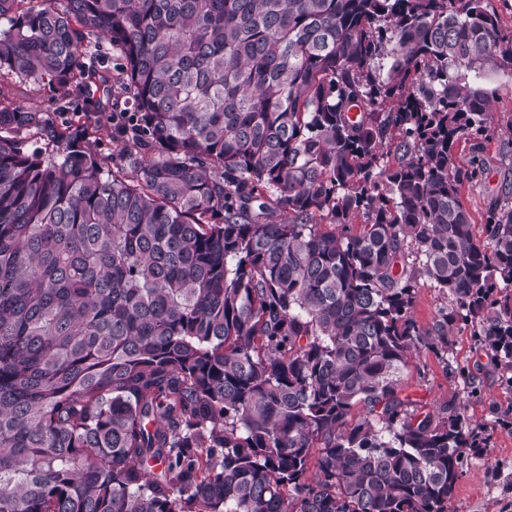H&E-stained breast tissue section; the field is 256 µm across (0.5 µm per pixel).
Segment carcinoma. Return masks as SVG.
Here are the masks:
<instances>
[{
  "mask_svg": "<svg viewBox=\"0 0 512 512\" xmlns=\"http://www.w3.org/2000/svg\"><path fill=\"white\" fill-rule=\"evenodd\" d=\"M495 69L489 0H0V512H453L488 437L400 380L466 328L512 371ZM30 84L127 99L125 165ZM486 87L493 91V112L483 146L485 172L476 182L465 183L461 190V200L470 212L474 234L481 239L486 210L499 197L501 184L506 180L512 182V144L505 135L512 127V72L493 73ZM74 95L70 97L63 98L62 96H55L52 92L46 91H40L38 88H35L33 90V86L27 87L25 89H21L17 92L16 99L18 102H20L22 105L29 107V106H37L42 110L53 112L59 106L64 105L66 102L71 100V104L69 105L71 108L69 112H60V113H53L55 116L58 117L59 120H70V119H76L77 116L82 115L81 112L74 113L72 112V107H74L75 103L73 100ZM95 155L104 162V166L112 170L123 165L124 161L119 154L120 145L113 140L111 134L99 135L94 144ZM446 304L447 300L442 294L436 288L430 287L429 282H424L417 291L413 317L419 325L425 326L431 322L438 309Z\"/></svg>",
  "mask_w": 512,
  "mask_h": 512,
  "instance_id": "1",
  "label": "carcinoma"
}]
</instances>
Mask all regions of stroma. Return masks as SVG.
<instances>
[{
	"mask_svg": "<svg viewBox=\"0 0 512 512\" xmlns=\"http://www.w3.org/2000/svg\"><path fill=\"white\" fill-rule=\"evenodd\" d=\"M487 87L493 93V112L483 146L485 172L461 190L479 238L484 235L485 213L498 198L501 184L512 182V138L507 135L512 129V72L493 73ZM450 341L448 356L427 349L414 353L401 376V391L427 411L465 404L468 421L487 428L490 434L486 448L463 453L453 512H512V386L469 331L456 333ZM463 366L476 377L477 394H470L467 383L457 375V368Z\"/></svg>",
	"mask_w": 512,
	"mask_h": 512,
	"instance_id": "35a3bbf8",
	"label": "stroma"
}]
</instances>
